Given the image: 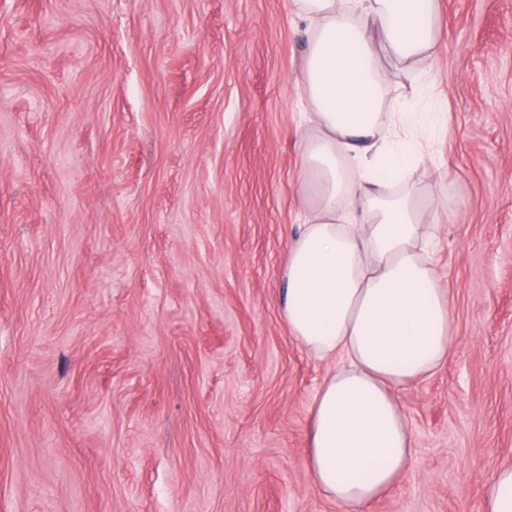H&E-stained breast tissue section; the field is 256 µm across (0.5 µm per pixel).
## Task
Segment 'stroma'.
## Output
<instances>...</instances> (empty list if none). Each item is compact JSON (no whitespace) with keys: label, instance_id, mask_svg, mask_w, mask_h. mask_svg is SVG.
Here are the masks:
<instances>
[{"label":"stroma","instance_id":"1","mask_svg":"<svg viewBox=\"0 0 512 512\" xmlns=\"http://www.w3.org/2000/svg\"><path fill=\"white\" fill-rule=\"evenodd\" d=\"M289 0H0V512H341L306 468L330 370L279 270L304 177ZM397 81L455 344L398 390L368 512H485L512 465V0H437Z\"/></svg>","mask_w":512,"mask_h":512}]
</instances>
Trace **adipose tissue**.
<instances>
[{"instance_id":"ef3b65f1","label":"adipose tissue","mask_w":512,"mask_h":512,"mask_svg":"<svg viewBox=\"0 0 512 512\" xmlns=\"http://www.w3.org/2000/svg\"><path fill=\"white\" fill-rule=\"evenodd\" d=\"M290 10L309 31L295 77L306 203L280 271L281 316L308 354L335 363L311 407V482L344 512H365L413 460L397 390L453 350L430 200L403 178L427 158L433 115L401 111L383 66L431 59L439 15L436 0H291Z\"/></svg>"}]
</instances>
